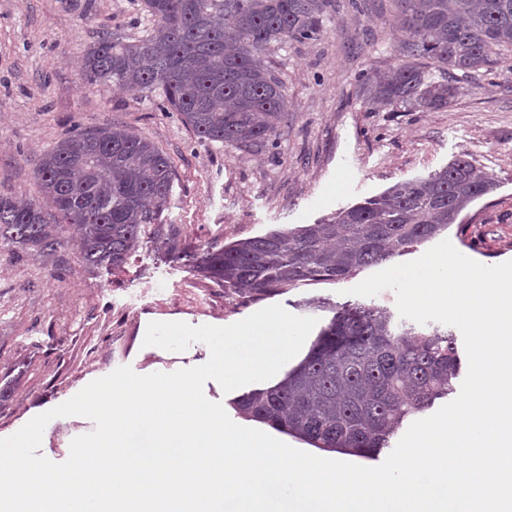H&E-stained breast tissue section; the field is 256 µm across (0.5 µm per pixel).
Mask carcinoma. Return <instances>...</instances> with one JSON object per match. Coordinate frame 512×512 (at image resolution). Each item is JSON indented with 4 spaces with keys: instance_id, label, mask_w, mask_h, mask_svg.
Returning a JSON list of instances; mask_svg holds the SVG:
<instances>
[{
    "instance_id": "1",
    "label": "carcinoma",
    "mask_w": 512,
    "mask_h": 512,
    "mask_svg": "<svg viewBox=\"0 0 512 512\" xmlns=\"http://www.w3.org/2000/svg\"><path fill=\"white\" fill-rule=\"evenodd\" d=\"M410 38L401 61L360 80L372 106L448 107L462 80L512 50V0H393ZM143 38L102 34L84 58L89 85L162 91L166 109L198 137L253 151L275 145L288 91L263 56L273 44L317 39L339 0H141ZM41 199L0 195V243L48 255L80 233L91 267L122 265L169 203L173 163L152 142L110 126L60 139L37 162ZM492 178L461 155L317 224L211 246L197 272L232 293L263 295L305 282H340L404 255L492 193ZM295 368L275 386L235 401L239 413L316 448L375 456L411 416L455 390L454 334L399 321L383 307L332 305Z\"/></svg>"
}]
</instances>
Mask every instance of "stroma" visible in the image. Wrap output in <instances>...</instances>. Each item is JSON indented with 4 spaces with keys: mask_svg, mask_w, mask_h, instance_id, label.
<instances>
[{
    "mask_svg": "<svg viewBox=\"0 0 512 512\" xmlns=\"http://www.w3.org/2000/svg\"><path fill=\"white\" fill-rule=\"evenodd\" d=\"M150 27L140 0H0V192L37 197L33 169L44 151L66 135L118 124L171 158L172 196L160 222L178 242L171 251L144 240L114 268L87 267L72 231L49 257L0 246V389L8 391L0 438L118 367L148 375L208 361L200 342L182 352L145 345L150 322L221 327L275 304L326 322L328 312L306 308L305 300L354 302L351 288L376 266L341 282L252 297L198 275L203 251L322 221L459 155L496 189L469 208L463 228L444 236L482 265L512 261L511 51L492 71L462 82L448 108L373 109L358 78L397 63L407 34L391 0L340 9L317 39L270 47L292 106L276 147L248 153L196 136L163 110L160 91L135 95L84 83L83 57L99 34L135 39ZM93 429L81 416L55 418L39 453L65 462L72 440Z\"/></svg>",
    "mask_w": 512,
    "mask_h": 512,
    "instance_id": "stroma-1",
    "label": "stroma"
}]
</instances>
